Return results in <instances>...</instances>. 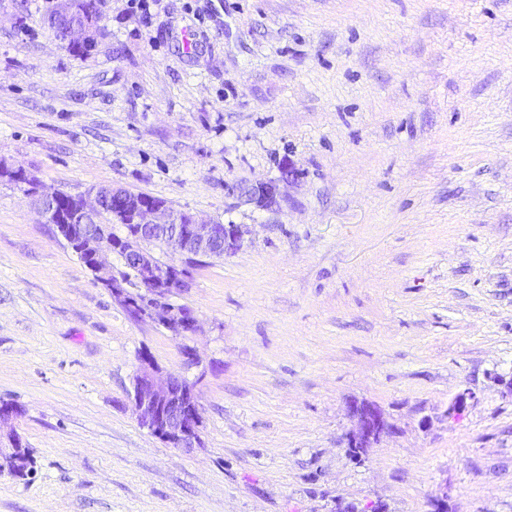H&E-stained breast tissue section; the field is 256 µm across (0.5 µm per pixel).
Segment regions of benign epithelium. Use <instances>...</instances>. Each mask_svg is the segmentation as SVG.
<instances>
[{"label":"benign epithelium","instance_id":"obj_1","mask_svg":"<svg viewBox=\"0 0 512 512\" xmlns=\"http://www.w3.org/2000/svg\"><path fill=\"white\" fill-rule=\"evenodd\" d=\"M54 16L61 21L71 19L67 30L70 44L84 45L103 37L102 21L83 10L81 0H57ZM0 178L27 186L37 213L68 230L80 252L91 259L90 270L96 280L111 292L113 299L136 311L137 317L148 318L164 327L175 338L194 335L199 320L194 310H181L169 302L163 283L170 278L178 279L186 289L190 285L189 278L182 276L183 268L157 262L148 243L161 240L168 249L185 257L197 253L221 259L240 246L245 234L240 225L228 228L192 214L179 213L165 203L139 202L135 200V193L121 187L99 186L78 193L77 204L64 211L61 202L68 192L46 191L29 171L2 159ZM282 180H288V173H283L279 180L241 188L238 193L248 203L269 209L278 204ZM111 201L117 204L112 209V216L119 223L139 225L140 235L127 242L125 254L133 260L139 278L155 285L142 299L133 294L125 280L114 275V243L110 236L103 232L93 235L85 228L88 218L102 213ZM192 394L190 383L183 376L161 370L146 355L138 359L131 396L133 413L143 427L154 431L175 448L190 449L199 444L200 412L187 402V397ZM352 416L356 425L346 435V444L360 457L374 447L388 425L375 406H355Z\"/></svg>","mask_w":512,"mask_h":512}]
</instances>
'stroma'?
Listing matches in <instances>:
<instances>
[{"label": "stroma", "instance_id": "1", "mask_svg": "<svg viewBox=\"0 0 512 512\" xmlns=\"http://www.w3.org/2000/svg\"><path fill=\"white\" fill-rule=\"evenodd\" d=\"M53 5L0 0V159L249 233L177 339L0 181V405L35 461L0 512H512V0H106L85 56ZM285 170L278 207L226 191ZM143 352L194 382L195 448L133 415ZM356 402L390 425L360 461Z\"/></svg>", "mask_w": 512, "mask_h": 512}]
</instances>
